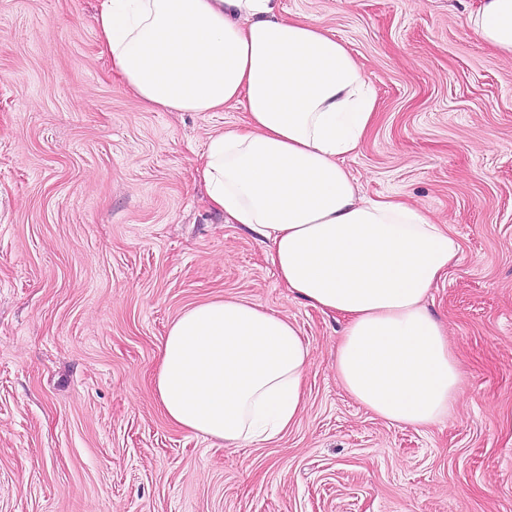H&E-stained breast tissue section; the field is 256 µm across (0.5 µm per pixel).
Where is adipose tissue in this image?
Returning a JSON list of instances; mask_svg holds the SVG:
<instances>
[{
    "instance_id": "obj_1",
    "label": "adipose tissue",
    "mask_w": 512,
    "mask_h": 512,
    "mask_svg": "<svg viewBox=\"0 0 512 512\" xmlns=\"http://www.w3.org/2000/svg\"><path fill=\"white\" fill-rule=\"evenodd\" d=\"M466 25L512 56V0H481ZM99 45L142 104L241 105L195 169L212 206L270 250L290 293L345 317L336 375L381 419L427 427L463 382L427 296L460 245L424 209L363 198L345 167L378 100L333 32L279 0H102ZM310 348L295 323L226 297L184 310L160 345L153 392L173 425L237 448L277 440L305 406Z\"/></svg>"
}]
</instances>
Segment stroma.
I'll use <instances>...</instances> for the list:
<instances>
[{"label":"stroma","instance_id":"35a3bbf8","mask_svg":"<svg viewBox=\"0 0 512 512\" xmlns=\"http://www.w3.org/2000/svg\"><path fill=\"white\" fill-rule=\"evenodd\" d=\"M479 0H280L331 29L379 109L345 159L360 196L447 225L461 260L427 305L463 371L446 421L393 425L344 390L345 319L291 294L195 176L242 107L141 104L100 53L101 0H0V512H512V57ZM255 301L295 322L306 404L225 448L152 391L183 309ZM466 26L494 51L512 56V0H480Z\"/></svg>","mask_w":512,"mask_h":512}]
</instances>
